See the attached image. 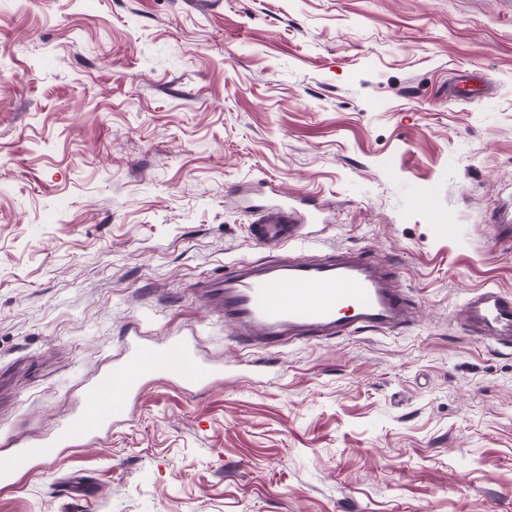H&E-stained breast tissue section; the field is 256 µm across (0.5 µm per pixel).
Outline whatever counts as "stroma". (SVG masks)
I'll list each match as a JSON object with an SVG mask.
<instances>
[{"label":"stroma","mask_w":512,"mask_h":512,"mask_svg":"<svg viewBox=\"0 0 512 512\" xmlns=\"http://www.w3.org/2000/svg\"><path fill=\"white\" fill-rule=\"evenodd\" d=\"M282 198L298 245L256 244ZM510 206L512 0H0V457L134 328L273 366L150 382L0 512H512V347L462 324L512 293ZM336 250L388 265L406 326L253 348L196 290ZM480 82V76L475 71L459 75L457 80L448 86L450 96L453 100L476 101L483 89Z\"/></svg>","instance_id":"obj_1"}]
</instances>
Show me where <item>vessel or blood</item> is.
<instances>
[{"label": "vessel or blood", "instance_id": "1", "mask_svg": "<svg viewBox=\"0 0 512 512\" xmlns=\"http://www.w3.org/2000/svg\"><path fill=\"white\" fill-rule=\"evenodd\" d=\"M480 76L470 71L450 85L452 99L476 101ZM299 218L293 208L277 204L255 220L252 231L261 243L292 244ZM216 314L239 329L248 343L269 348L291 338L332 336L385 330L407 323L410 306L390 271L360 253L334 252L320 260L293 259L279 263H240L233 272L203 281ZM466 328L484 340L512 344V295L488 289L469 297ZM226 368L203 356L197 342L173 336L161 346L126 337L109 369L86 387L82 407L42 437L19 440L0 461V486L42 468L61 451L98 441L125 422L144 384L159 376L189 390L203 389L222 379Z\"/></svg>", "mask_w": 512, "mask_h": 512}]
</instances>
